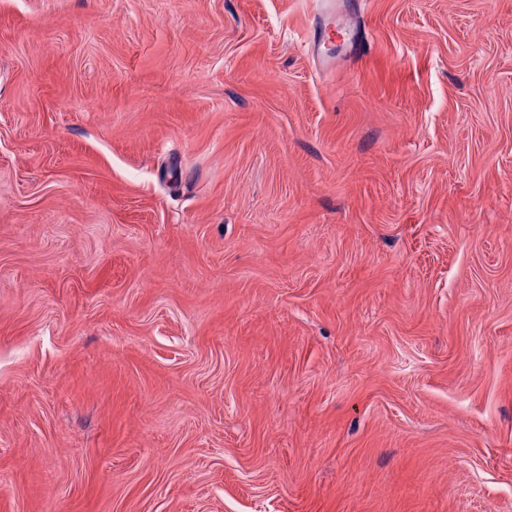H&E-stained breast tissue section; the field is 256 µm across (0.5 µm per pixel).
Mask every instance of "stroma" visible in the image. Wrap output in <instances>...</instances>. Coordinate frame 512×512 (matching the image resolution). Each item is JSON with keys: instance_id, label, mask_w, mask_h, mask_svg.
<instances>
[{"instance_id": "stroma-1", "label": "stroma", "mask_w": 512, "mask_h": 512, "mask_svg": "<svg viewBox=\"0 0 512 512\" xmlns=\"http://www.w3.org/2000/svg\"><path fill=\"white\" fill-rule=\"evenodd\" d=\"M0 0V512H512V0Z\"/></svg>"}]
</instances>
